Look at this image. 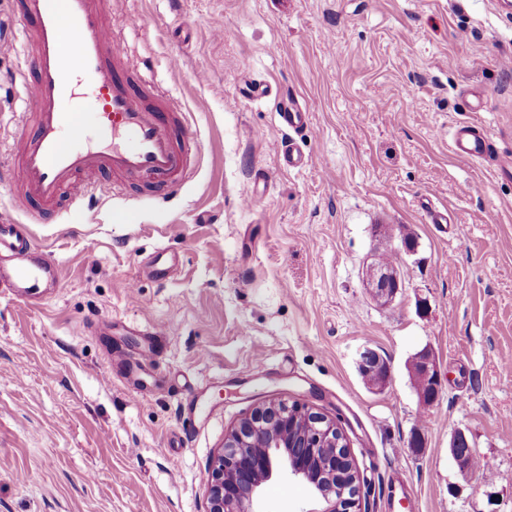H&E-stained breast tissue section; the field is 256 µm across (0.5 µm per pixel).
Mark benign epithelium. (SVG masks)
I'll list each match as a JSON object with an SVG mask.
<instances>
[{
  "instance_id": "benign-epithelium-1",
  "label": "benign epithelium",
  "mask_w": 512,
  "mask_h": 512,
  "mask_svg": "<svg viewBox=\"0 0 512 512\" xmlns=\"http://www.w3.org/2000/svg\"><path fill=\"white\" fill-rule=\"evenodd\" d=\"M367 284L384 302L402 288L396 270L376 263L367 268ZM358 365L375 385L389 378L388 364L370 348L360 353ZM410 369L423 404L433 405L440 385L433 353H417ZM469 444L462 430L453 433L449 444L452 459L466 476L476 474ZM281 466L311 487L321 508L310 512H349L355 507L358 469L336 421L304 405L278 400L255 407L224 439L208 469V512H258L262 485Z\"/></svg>"
}]
</instances>
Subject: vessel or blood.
Masks as SVG:
<instances>
[{
    "mask_svg": "<svg viewBox=\"0 0 512 512\" xmlns=\"http://www.w3.org/2000/svg\"><path fill=\"white\" fill-rule=\"evenodd\" d=\"M23 25L25 47L17 97L22 147L13 164L0 170V183L15 189L33 222L43 206L64 200L92 205L99 195L86 180L98 173L107 191L137 188L162 194L194 171L197 153L188 123L168 91L132 64L112 30V0H13ZM89 83L99 106V145L80 119L76 95ZM309 106L291 101L278 114L279 129L295 130L309 117ZM452 149L466 159L484 158L490 144L474 125L456 129ZM0 285L26 299L37 286L60 285L58 264L14 225L0 224Z\"/></svg>",
    "mask_w": 512,
    "mask_h": 512,
    "instance_id": "b4317fda",
    "label": "vessel or blood"
}]
</instances>
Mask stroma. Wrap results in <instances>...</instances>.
I'll list each match as a JSON object with an SVG mask.
<instances>
[{
  "instance_id": "stroma-1",
  "label": "stroma",
  "mask_w": 512,
  "mask_h": 512,
  "mask_svg": "<svg viewBox=\"0 0 512 512\" xmlns=\"http://www.w3.org/2000/svg\"><path fill=\"white\" fill-rule=\"evenodd\" d=\"M124 13L141 19L129 59L185 112L198 163L166 195L27 224L61 285L31 307L0 290V512H207L225 435L280 398L344 434L352 512H512V179L496 170L512 156V14L500 0H112ZM23 49L0 0V77ZM290 98L318 103L296 132L277 127ZM461 125L491 158L453 153ZM288 140L309 165H284ZM382 253L403 283L387 304L365 277ZM160 254L161 280L146 268ZM368 347L391 368L383 387L358 369ZM425 349L442 382L429 408L409 373ZM458 429L492 478L459 473ZM396 474L411 500L391 495ZM316 505L285 471L262 488V512Z\"/></svg>"
}]
</instances>
